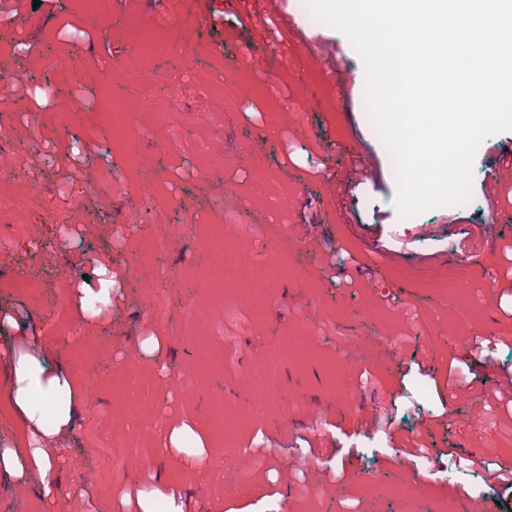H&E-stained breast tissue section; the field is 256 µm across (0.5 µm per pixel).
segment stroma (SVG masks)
<instances>
[{
    "mask_svg": "<svg viewBox=\"0 0 512 512\" xmlns=\"http://www.w3.org/2000/svg\"><path fill=\"white\" fill-rule=\"evenodd\" d=\"M1 8L12 22L0 26V70L15 82L0 84V370L28 355L98 379L72 431L47 442L62 464L53 512H141V490L151 512L179 496L192 512H512V489L490 476L512 445V171L500 165L512 130L480 144L465 206L403 219L364 110L362 60L308 5L112 0L107 18L89 17L85 0ZM135 26L189 40L156 49L133 81ZM272 37L285 62L269 76L254 52ZM87 71L88 105L65 88ZM205 76L242 96L200 93ZM143 85L178 110L170 147L150 142L152 112L112 127L109 107ZM282 189L287 208H269ZM36 191L43 205L28 209ZM237 215L265 237L241 233L220 281L207 230ZM59 216L70 239L45 248ZM459 277L478 309L469 324H455L444 289ZM103 278L108 302L93 295ZM256 291L267 315L252 311ZM269 368L266 392L255 379ZM10 394L0 388V449L29 468L32 436ZM417 444L439 465L407 499ZM475 448L482 464L468 458ZM196 455L204 473L157 481L163 461Z\"/></svg>",
    "mask_w": 512,
    "mask_h": 512,
    "instance_id": "35a3bbf8",
    "label": "stroma"
}]
</instances>
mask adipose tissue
<instances>
[{"label":"adipose tissue","instance_id":"ef3b65f1","mask_svg":"<svg viewBox=\"0 0 512 512\" xmlns=\"http://www.w3.org/2000/svg\"><path fill=\"white\" fill-rule=\"evenodd\" d=\"M15 383L11 390L14 405L26 426L41 438L52 439L70 430L72 407L77 391L70 376L61 370L21 358L13 366ZM52 405L55 418L45 425L43 405Z\"/></svg>","mask_w":512,"mask_h":512}]
</instances>
